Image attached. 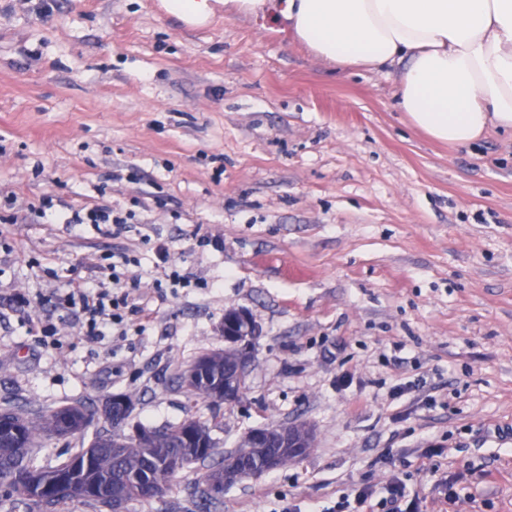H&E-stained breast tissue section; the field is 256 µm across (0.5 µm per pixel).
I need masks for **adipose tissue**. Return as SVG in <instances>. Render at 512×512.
<instances>
[{"instance_id": "obj_1", "label": "adipose tissue", "mask_w": 512, "mask_h": 512, "mask_svg": "<svg viewBox=\"0 0 512 512\" xmlns=\"http://www.w3.org/2000/svg\"><path fill=\"white\" fill-rule=\"evenodd\" d=\"M223 4L269 13L314 58L372 72L394 68L399 106L432 140L469 146L512 133V0H164L189 25Z\"/></svg>"}]
</instances>
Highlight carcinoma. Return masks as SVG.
<instances>
[{"mask_svg": "<svg viewBox=\"0 0 512 512\" xmlns=\"http://www.w3.org/2000/svg\"><path fill=\"white\" fill-rule=\"evenodd\" d=\"M236 357L224 349L206 353L195 360L204 364L206 379L192 378L188 369L178 375L189 408L213 403L211 390L223 385L224 368ZM97 411L82 403L46 409L21 410L11 403L0 405V416L10 419L0 425V481L38 512H55L61 504L83 505L90 512H105V498L121 496L134 502L162 497L171 492L177 470L201 465L205 487L202 497L213 500L210 480L222 475L224 450L211 435L206 420L191 414L160 427L137 426L152 435L125 440L109 428L96 432L85 443L83 434L94 424ZM41 433L78 439V450L66 461L50 468L38 464L37 437ZM26 462V472L16 474L17 461ZM179 464V469L172 464Z\"/></svg>", "mask_w": 512, "mask_h": 512, "instance_id": "cac0c4a2", "label": "carcinoma"}]
</instances>
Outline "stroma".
Here are the masks:
<instances>
[{
    "instance_id": "stroma-1",
    "label": "stroma",
    "mask_w": 512,
    "mask_h": 512,
    "mask_svg": "<svg viewBox=\"0 0 512 512\" xmlns=\"http://www.w3.org/2000/svg\"><path fill=\"white\" fill-rule=\"evenodd\" d=\"M47 197L131 226L42 223ZM117 253L149 298L126 333H29ZM230 309L261 334L242 399L198 408L214 438L303 423L314 441L219 512H326L394 475L422 512H512V135L435 142L392 74L317 60L269 15L191 28L160 0H0V402L125 393L136 423L183 419L174 375L223 348ZM202 475L129 512H204Z\"/></svg>"
}]
</instances>
